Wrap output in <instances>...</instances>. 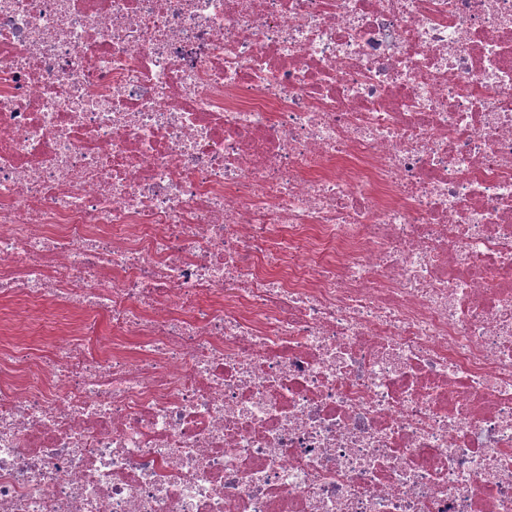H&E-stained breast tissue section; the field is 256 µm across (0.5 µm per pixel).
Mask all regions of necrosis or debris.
<instances>
[{
  "mask_svg": "<svg viewBox=\"0 0 512 512\" xmlns=\"http://www.w3.org/2000/svg\"><path fill=\"white\" fill-rule=\"evenodd\" d=\"M0 512H512V0H0Z\"/></svg>",
  "mask_w": 512,
  "mask_h": 512,
  "instance_id": "necrosis-or-debris-1",
  "label": "necrosis or debris"
}]
</instances>
